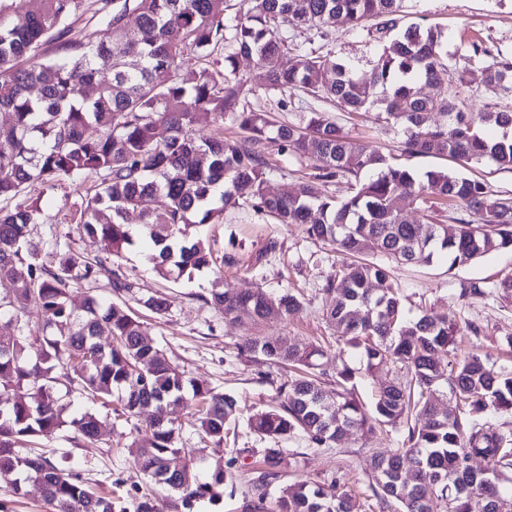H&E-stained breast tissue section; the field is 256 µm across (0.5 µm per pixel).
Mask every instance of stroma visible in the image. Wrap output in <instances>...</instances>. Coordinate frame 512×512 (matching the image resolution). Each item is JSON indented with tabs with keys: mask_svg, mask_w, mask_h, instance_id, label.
<instances>
[{
	"mask_svg": "<svg viewBox=\"0 0 512 512\" xmlns=\"http://www.w3.org/2000/svg\"><path fill=\"white\" fill-rule=\"evenodd\" d=\"M403 11L406 23L437 25L446 30L448 56L456 65L455 73L470 88L465 102L467 111L480 112L489 104L501 102L499 92L486 84L482 69L468 63L466 38L479 36L501 56L511 58L512 0H404ZM331 33L326 51L354 63L360 72H370L378 47L366 32L339 24L332 27ZM292 100L296 106H314L326 112L353 140L382 153L396 152L403 137L400 129L381 125L374 114L351 117L332 102L316 103L298 91ZM265 153L273 165L266 182L269 194L293 191L313 171L311 159L280 153L277 142H267ZM97 181V176L84 175L68 180L61 189L47 192L43 221L32 230V238L42 251H50L54 242L59 241L88 257L104 259L106 273L73 293L74 304H81L88 294L106 303L115 301L109 272L120 270L135 283L139 295H159L167 303L164 317L152 322L150 341L164 349L188 378L233 394L253 410L277 403L276 388L281 376L276 368L259 367L238 356L235 344L244 336H277L290 344L327 345L324 364L331 369L343 365L357 369L356 392L367 403L372 402L380 385L389 380L390 375L384 369L367 374L365 359L352 347L337 343L334 327L320 310L323 286L340 272L346 261L335 246L313 242L301 225L276 223L244 204L226 210L223 223L200 228L212 244L219 275L167 282L151 272L143 246L128 249L118 257L108 255L100 242L83 232L81 225L65 221L66 198H77ZM391 275L409 318L428 312L452 316L461 325L474 323L480 328L479 335L459 336V352L475 349L487 354L496 365L512 369V293L495 289L497 283L512 276L511 250L491 252L454 270L441 260L395 263ZM218 280L242 292L257 288L272 293L291 290L301 294L304 305L298 313L286 317L258 324L232 323L205 302ZM468 282L492 287L493 292L484 297L462 296V286ZM230 427L235 438L219 450L202 446L194 428L188 426L183 430L184 447L196 451L192 470L198 479L210 480L220 468H231L234 473L233 479L224 483L219 501L197 500L191 512H246L249 500L246 479L256 468L262 449L269 447L270 442L249 429L246 415L237 416ZM135 438L144 442L149 434L143 431L132 435L123 421L118 420L98 441L83 442L65 431L44 441L43 446L56 459L68 454L95 491H117L127 502L143 495L163 499L165 490L151 482L132 462L129 445ZM400 445V432L389 428L372 433L353 428L332 448L310 447L307 439L298 435L280 443L285 456L292 461L290 468L283 471L281 481L285 484L297 480L316 482L330 494L344 489L360 504L361 512H397L393 507L379 508L370 482L374 454Z\"/></svg>",
	"mask_w": 512,
	"mask_h": 512,
	"instance_id": "stroma-1",
	"label": "stroma"
}]
</instances>
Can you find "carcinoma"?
Segmentation results:
<instances>
[{
    "instance_id": "cac0c4a2",
    "label": "carcinoma",
    "mask_w": 512,
    "mask_h": 512,
    "mask_svg": "<svg viewBox=\"0 0 512 512\" xmlns=\"http://www.w3.org/2000/svg\"><path fill=\"white\" fill-rule=\"evenodd\" d=\"M403 0H255L226 23V0H26L0 8V315L19 319L31 306L45 319V334L0 340V387L11 402L0 407V480L17 495L34 479L52 512H127L110 496L86 484L68 457L54 461L35 440L69 427L85 440L98 438L108 418L90 411L69 419L60 387H80L89 399L113 409L130 431L149 429L145 445L131 443L135 465L155 479L165 462H177L171 497L142 498L133 512H165L194 501L219 498L224 473L199 483L190 470L192 449L180 445L182 424L172 415L195 405L193 417L205 438L224 444L225 425L241 412L236 398L185 376L152 343L148 327L125 303L88 295L81 307L69 293L95 280L104 266L63 247L42 258L31 241L41 223L44 193L62 182L94 174L99 183L68 206L66 218L104 250L120 256L140 238L145 259L162 279H192L217 268V258L197 228L224 220V210L249 203L280 224H302L308 238L330 243L354 261L323 288V315L338 339L361 351L367 369L389 363L406 370L405 380L379 388L372 409L357 397L354 372L336 369L335 388L322 385L316 370L325 356L320 345H289L279 338L246 336L238 350L258 366L289 368L277 406L252 414L250 428L277 443L296 434L317 448H330L358 425L371 431L391 426L404 432L402 447L373 458L374 494L394 500L403 512H430L437 496L448 512H512V493L502 490L512 469V431L483 416L512 410V369L494 368L477 352L455 353L458 324L445 315L407 321L388 267L382 259L410 262L419 253L417 236L433 240L421 259L443 255L448 271L500 249H512V197L492 198L483 182L443 167L417 174L398 158L354 142L325 113L301 111L288 123L247 105L253 88L238 74L241 58L256 61L259 88L267 93L301 91L330 100L350 113L375 112L403 128L402 156L446 158L466 168L485 159L512 167V110L494 105L464 110L465 85L451 84L445 30L399 27ZM103 25L60 44L53 57L46 45L61 38L70 20L87 11ZM341 21L371 33L382 44L370 74L321 49L295 44L302 28L327 42ZM203 61L183 79L180 71ZM469 60L483 67L487 84L512 93V60L497 56L482 40L470 43ZM434 90L423 95L417 84ZM38 89L37 97L31 96ZM445 117L431 124L429 114ZM230 118L240 136L224 137V125L196 135L203 117ZM97 134L87 135L89 128ZM280 152L316 162L309 180L293 193L271 195L264 184L270 163L265 142ZM346 183L352 194L338 201L326 193ZM166 199L160 211L141 208L145 198ZM466 213L451 224L430 214L427 196ZM423 210V222L407 219ZM140 211L139 231L125 216ZM377 292H371L373 284ZM153 314L166 312L159 296L136 297ZM205 302L224 319L252 322L295 313L302 307L290 293L262 288L237 292L214 288ZM39 343L36 360L28 348ZM449 355L441 367L437 357ZM486 461L475 472L470 461ZM291 465L282 449H263V467L248 479L252 512H354L344 492L327 497L313 482L286 484L267 508L269 487Z\"/></svg>"
}]
</instances>
